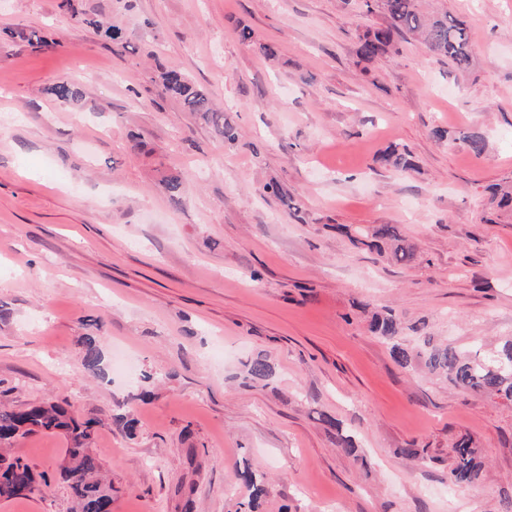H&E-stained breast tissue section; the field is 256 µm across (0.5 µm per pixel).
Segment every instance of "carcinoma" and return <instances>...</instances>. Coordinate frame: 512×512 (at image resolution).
<instances>
[{
	"label": "carcinoma",
	"mask_w": 512,
	"mask_h": 512,
	"mask_svg": "<svg viewBox=\"0 0 512 512\" xmlns=\"http://www.w3.org/2000/svg\"><path fill=\"white\" fill-rule=\"evenodd\" d=\"M367 10H378L386 19V25L367 29L359 35L358 55L367 61L389 53L398 39L406 36L419 38L428 54L440 63H446L459 72L469 69L471 64L470 36L466 22L446 12L429 14L421 8L420 0H365ZM83 23L96 29L104 37L119 41L123 28L114 21L103 25L93 17ZM163 90L177 98L187 111L204 124L213 128L222 139L234 142L235 129L224 121V111L217 108L209 91L179 70L158 66ZM51 93L65 104H77L83 100L84 92L76 84L63 81L51 89ZM458 140L475 157H481L487 147L485 136L480 132L466 131ZM387 166L399 171H409L415 164L405 150L396 145L389 146L379 157ZM488 206L491 209L512 210V192L498 186L489 188ZM364 238H373L371 247L381 255L386 254L387 245L395 244L393 258L399 263L413 260L412 249L397 244L396 227L386 224L372 232L358 229ZM371 331L390 346V354L402 368L417 362L427 373L448 380L455 387L490 398L512 403V337L507 338L487 358L472 356L451 344L435 343L425 336L422 344L411 346L400 322L390 309L375 312L371 316ZM83 365L94 374L106 373L104 356L97 338L81 337ZM245 379L267 380L273 369L267 358L258 356L244 363ZM325 423L336 430V445L346 454L356 452L354 437L332 418ZM36 433H59L68 443V462L61 468V475L72 490L74 512H112V484L100 476L101 464L93 452L94 422L77 421L61 404L32 405L19 411H0V447L8 448L19 436ZM456 456L450 470V480L455 484H466L475 480L480 472L481 461L478 449L472 441L462 439L455 444ZM239 478L250 490L248 507L261 492V484L249 469L239 473ZM40 490L31 466L20 457L0 454V499L25 498Z\"/></svg>",
	"instance_id": "carcinoma-1"
}]
</instances>
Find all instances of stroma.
Here are the masks:
<instances>
[{
  "label": "stroma",
  "mask_w": 512,
  "mask_h": 512,
  "mask_svg": "<svg viewBox=\"0 0 512 512\" xmlns=\"http://www.w3.org/2000/svg\"><path fill=\"white\" fill-rule=\"evenodd\" d=\"M427 5L467 22L468 71L411 38L361 60L358 35L384 22L364 0H0V409L62 402L93 420L112 512H239L247 468L266 487L259 512H512V404L401 368L355 308L461 349L512 336V215L486 205L512 183V0ZM87 14L121 20L122 40ZM28 28L55 45L7 36ZM160 63L209 90L236 142L163 93ZM62 81L80 106L51 94ZM462 130L484 134V156ZM393 143L414 170L379 163ZM176 171L177 201L163 184ZM272 181L287 201L264 193ZM386 224L414 262L349 236ZM86 334L135 376L86 370ZM256 356L271 379H244ZM462 437L483 467L459 486ZM410 446L418 459L400 456ZM66 448L17 438L11 454L48 485L0 512H73Z\"/></svg>",
  "instance_id": "stroma-1"
}]
</instances>
